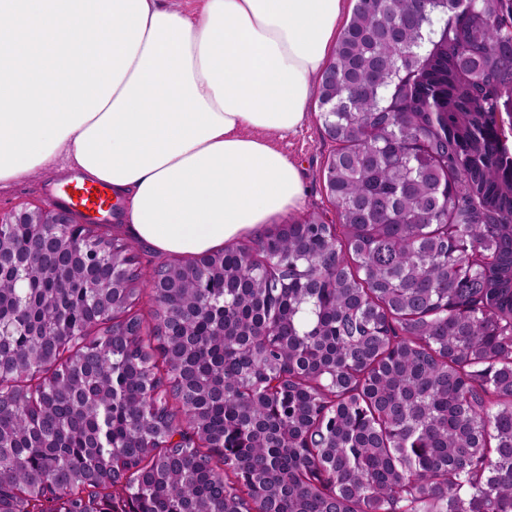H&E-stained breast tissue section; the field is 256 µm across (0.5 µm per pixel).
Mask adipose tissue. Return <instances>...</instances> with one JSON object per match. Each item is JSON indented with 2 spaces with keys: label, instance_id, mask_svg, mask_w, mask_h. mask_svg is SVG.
Masks as SVG:
<instances>
[{
  "label": "adipose tissue",
  "instance_id": "adipose-tissue-1",
  "mask_svg": "<svg viewBox=\"0 0 512 512\" xmlns=\"http://www.w3.org/2000/svg\"><path fill=\"white\" fill-rule=\"evenodd\" d=\"M346 0H0V188L69 168L124 228L195 257L295 211L266 133L306 119Z\"/></svg>",
  "mask_w": 512,
  "mask_h": 512
}]
</instances>
